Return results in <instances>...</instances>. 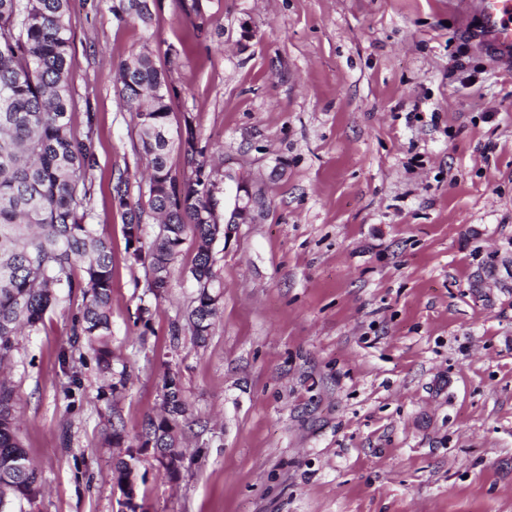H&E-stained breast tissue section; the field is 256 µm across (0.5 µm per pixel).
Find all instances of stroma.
Masks as SVG:
<instances>
[{"instance_id":"obj_1","label":"stroma","mask_w":512,"mask_h":512,"mask_svg":"<svg viewBox=\"0 0 512 512\" xmlns=\"http://www.w3.org/2000/svg\"><path fill=\"white\" fill-rule=\"evenodd\" d=\"M463 9L157 0L143 26L70 0L72 130L97 113L92 217L129 380L103 398L92 357L61 366L81 294L20 337L4 375L42 472L37 512H121L107 420L135 436L169 374L202 434L185 437L180 480L143 459L146 512H512V73ZM146 48L226 209L241 183L262 202L212 244L221 310L201 346L185 329L193 242L154 297L111 194L120 179L129 202L146 188L115 85Z\"/></svg>"}]
</instances>
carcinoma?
Returning a JSON list of instances; mask_svg holds the SVG:
<instances>
[{"mask_svg": "<svg viewBox=\"0 0 512 512\" xmlns=\"http://www.w3.org/2000/svg\"><path fill=\"white\" fill-rule=\"evenodd\" d=\"M113 10L147 25L149 0H109ZM70 0H0V368L18 349L19 337L34 332L47 310L82 295L73 315L71 351H90L104 373L111 372L112 253L97 225L88 221L95 193L97 114L85 113V132L70 130L74 44L69 25ZM118 95L134 111L141 152L148 159L145 194L127 202L128 189L114 187L126 208L124 230L131 257L149 269L148 288L160 295L168 287L170 267L186 240L195 244L190 273L196 296L188 316L195 342L206 343L220 310L213 291L217 275L210 244L223 234L213 220V184L204 177L203 150L193 121L171 128V91L165 71L149 51L122 62ZM178 147L188 174L169 165ZM157 226L154 241L144 247L142 216ZM83 276L76 278V268ZM14 390L0 380V512H33L42 493V476L18 436L13 413ZM164 414L148 417L119 459L112 479L130 512L139 503L138 474L133 467L150 456L177 478L186 453L181 427L188 424V404L181 379L164 382Z\"/></svg>", "mask_w": 512, "mask_h": 512, "instance_id": "obj_1", "label": "carcinoma"}]
</instances>
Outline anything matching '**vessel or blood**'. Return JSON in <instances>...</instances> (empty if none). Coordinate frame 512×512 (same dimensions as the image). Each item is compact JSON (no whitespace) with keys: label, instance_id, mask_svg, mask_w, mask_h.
<instances>
[{"label":"vessel or blood","instance_id":"obj_1","mask_svg":"<svg viewBox=\"0 0 512 512\" xmlns=\"http://www.w3.org/2000/svg\"><path fill=\"white\" fill-rule=\"evenodd\" d=\"M467 9L479 17L478 37L503 67H512V0H468Z\"/></svg>","mask_w":512,"mask_h":512}]
</instances>
